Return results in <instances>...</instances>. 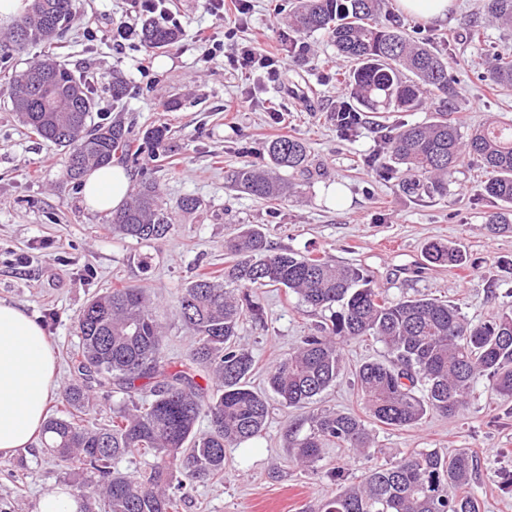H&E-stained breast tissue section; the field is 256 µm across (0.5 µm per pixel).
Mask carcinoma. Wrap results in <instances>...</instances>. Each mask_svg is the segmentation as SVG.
<instances>
[{"instance_id":"1","label":"carcinoma","mask_w":512,"mask_h":512,"mask_svg":"<svg viewBox=\"0 0 512 512\" xmlns=\"http://www.w3.org/2000/svg\"><path fill=\"white\" fill-rule=\"evenodd\" d=\"M383 0H295L289 28L301 36L325 32L350 63L344 73L351 109L382 114L412 111L434 92L442 96L439 117L385 131L389 158L385 174L408 193H448L465 155L485 170L483 192L502 206L487 214L494 234L512 233V119L492 115L463 137L451 116L460 96L448 74V58L430 45L410 39L395 14L382 13ZM484 19L512 29V0H481ZM74 0H31L12 24L9 41L17 52L49 44L62 34ZM142 42L162 49L177 30L152 20L142 24ZM495 87L512 88V53H500L479 75ZM9 98L30 131L64 150L66 176L78 182L92 167L120 155H135L125 127L92 122L94 99L86 83L51 57L8 76ZM167 128L147 129L137 150L154 153L166 146ZM277 169L305 173L307 145L297 137L268 142ZM231 187L265 201L288 195V181L275 172L243 167ZM112 233L136 241L165 239L171 211L158 185L144 177L125 207L112 214ZM224 276L199 275L184 289L176 313L192 337L185 369L173 371L162 355V326L140 287L114 288L90 299L79 313V350L72 356L76 381L65 391L66 410L47 416L46 452L93 478L105 512H179L184 490L224 475V450L261 435L269 414L267 393L250 385L251 353L238 342L244 318L259 319L263 308L253 293L286 288L308 307L330 312L329 323L301 337L265 378L286 408H305L336 383L346 362L341 346L372 337L389 359L355 368L357 396L366 414L391 427H414L427 415L455 417L476 384L486 379L512 402V308L474 323L446 300L419 296L390 299L364 269L338 264L323 255L272 248L265 234L244 224L227 240ZM426 261L459 267L465 254L456 246L430 242ZM208 370L210 385L195 381L194 368ZM115 388L131 400L106 422L89 426L82 414L95 393ZM207 431L195 430L200 418ZM309 430L286 431L296 462L314 467L322 450L336 447L362 453L373 434L367 421L350 410H320L308 416ZM151 455L148 471L132 478L115 470L119 459ZM181 461L182 477L173 463ZM480 459L470 450L448 455L435 448L413 449L400 459L369 469L362 482L348 484L342 465L326 471L339 491L311 512H480L472 475Z\"/></svg>"}]
</instances>
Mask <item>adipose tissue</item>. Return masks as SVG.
<instances>
[{
    "label": "adipose tissue",
    "instance_id": "ef3b65f1",
    "mask_svg": "<svg viewBox=\"0 0 512 512\" xmlns=\"http://www.w3.org/2000/svg\"><path fill=\"white\" fill-rule=\"evenodd\" d=\"M129 190L126 171L112 163L87 174L83 201L90 210L112 212ZM57 390V359L43 327L22 308L0 302V454L29 448Z\"/></svg>",
    "mask_w": 512,
    "mask_h": 512
}]
</instances>
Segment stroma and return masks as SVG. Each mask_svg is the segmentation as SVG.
Masks as SVG:
<instances>
[{"label": "stroma", "instance_id": "stroma-1", "mask_svg": "<svg viewBox=\"0 0 512 512\" xmlns=\"http://www.w3.org/2000/svg\"><path fill=\"white\" fill-rule=\"evenodd\" d=\"M138 2L75 0L74 18L56 44L29 46L7 64L23 69L54 55L90 84L98 117L124 121L133 141L150 127L169 128L163 157L143 153L125 167L131 184L148 175L173 207L167 238L140 243L113 235L109 215L88 210L80 187L66 177L63 150L19 121L0 79V302L23 308L43 325L60 388L76 378L71 354L79 342V312L94 294L121 285L145 289L165 328V358L171 370L182 369L190 335L176 315L178 300L197 274L223 269L224 241L238 224L260 227L273 247L360 266L395 299L425 294L448 300L475 322L512 306V274L499 265L512 259V234H490L484 224L493 204L482 194L480 161L466 158L441 197L404 193L397 179L378 171L390 163L383 129L428 121L437 97L425 108L364 122L347 137L334 112L345 90L340 74L349 64L320 32L304 36V51L288 50L290 0H251L248 14L233 26L205 0H167L181 33L175 44L150 49L136 35L114 45L113 23L142 24ZM479 3L454 0L445 24L402 19L411 37L450 56L466 131L488 115H512V90L489 89L477 78L494 54L512 49V35L488 24ZM230 28L236 41L285 54L279 80L237 69L221 54L205 59L207 42H224ZM474 28L481 31L476 40ZM144 58L150 61L145 72L139 67ZM116 72L127 84L118 102L109 89ZM288 135L307 142L312 162L311 174L291 176L295 191L288 199L271 204L230 188L229 170L269 168L266 144ZM186 196L199 200L196 211L176 210ZM431 241L460 246L466 265L426 263ZM258 296L264 318L244 322L239 336L255 359L252 382L259 388L266 372L324 316L282 288H263ZM307 415L271 402L262 435L226 449L223 478L195 484L180 512H307L336 493L326 469L345 465L358 482L370 467L415 448L476 451L481 469L472 487L481 512H512V488L500 479L512 471V403L487 381L477 383L458 416L431 414L413 428L374 427L369 453L323 449L318 472L288 454L285 431L305 424ZM57 486L93 489L86 476L48 457L41 441L27 452L0 455V512H37L41 494Z\"/></svg>", "mask_w": 512, "mask_h": 512}]
</instances>
